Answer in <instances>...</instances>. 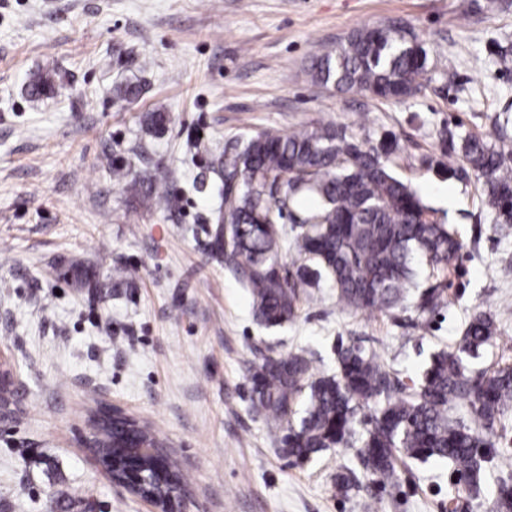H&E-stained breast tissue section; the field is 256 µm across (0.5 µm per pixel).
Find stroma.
I'll return each instance as SVG.
<instances>
[{
	"mask_svg": "<svg viewBox=\"0 0 512 512\" xmlns=\"http://www.w3.org/2000/svg\"><path fill=\"white\" fill-rule=\"evenodd\" d=\"M391 21L428 50L414 96L340 95L312 81L316 56ZM495 46L512 52V8L500 0H0V361L16 376L12 416L0 419V512H152L81 442L101 405L166 444L189 476L181 512H445L455 490L445 462L411 461L397 484L366 480L343 496L335 477L357 469L354 449L284 457L251 405L248 367L270 348L330 374L340 345L355 343L408 383L478 311L497 331L474 370L512 366V228L482 209L473 173L439 169L452 137L512 150V70L496 64ZM37 72L49 73L51 97L28 95ZM120 81L141 85L135 102L114 100ZM150 112L168 115L160 131H146ZM320 123L374 143L394 134L398 174L459 230L450 269L420 278L446 285L435 312L420 314L412 294L391 309H348L327 285L294 320L266 328L212 256L215 156L244 134ZM116 162L173 169L176 208L142 204L113 181ZM75 261L96 286L75 285ZM504 424L509 445L466 512H489L498 481L512 477V414Z\"/></svg>",
	"mask_w": 512,
	"mask_h": 512,
	"instance_id": "1",
	"label": "stroma"
}]
</instances>
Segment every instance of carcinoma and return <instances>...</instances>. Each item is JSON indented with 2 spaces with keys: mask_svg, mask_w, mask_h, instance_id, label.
<instances>
[{
  "mask_svg": "<svg viewBox=\"0 0 512 512\" xmlns=\"http://www.w3.org/2000/svg\"><path fill=\"white\" fill-rule=\"evenodd\" d=\"M427 67V50L411 30L363 26L316 59L313 78L338 92L402 101L421 85ZM49 90L43 73L31 77V95ZM114 93L132 102L141 87L120 83ZM394 150L389 138L370 144L326 123L291 133L258 131L241 149L224 151L218 159L224 207L211 229V253L249 289L257 321L275 327L293 320L301 295L324 282L346 307L390 309L419 287L417 260L445 268L458 257L459 234L432 220L417 191L394 173ZM461 162L482 182V206L497 223L512 224V156L467 136L448 145V178ZM174 180L172 170L157 169L130 186L135 197L169 211ZM303 199L312 205L301 207ZM288 249L300 261L293 275L283 265ZM442 294L440 284L425 288L417 309L436 311ZM495 330L491 316L474 314L458 347L431 354L412 385L357 344L338 349L333 374L315 372L299 353L262 354L249 368L253 408L272 421L288 458L355 447L365 474L386 484L398 480V459L436 457L452 467L463 493L478 497L497 445L496 424L512 411V366L487 376L470 363ZM95 423L116 445L129 436L154 439L133 418L102 412ZM493 509L512 512L511 481L498 482Z\"/></svg>",
  "mask_w": 512,
  "mask_h": 512,
  "instance_id": "1",
  "label": "carcinoma"
}]
</instances>
